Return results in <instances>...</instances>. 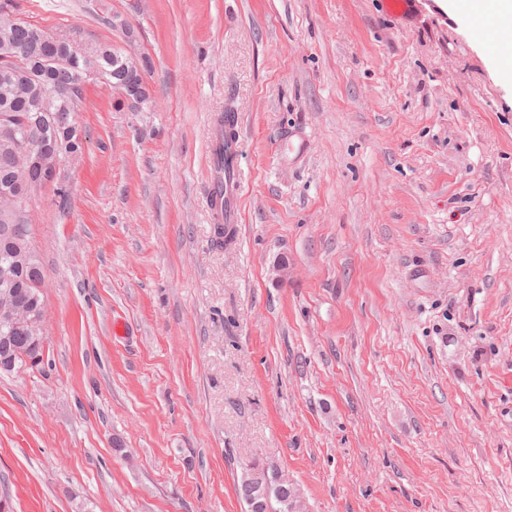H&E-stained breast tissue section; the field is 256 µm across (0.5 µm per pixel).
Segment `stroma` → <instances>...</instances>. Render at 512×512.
<instances>
[{"instance_id":"stroma-1","label":"stroma","mask_w":512,"mask_h":512,"mask_svg":"<svg viewBox=\"0 0 512 512\" xmlns=\"http://www.w3.org/2000/svg\"><path fill=\"white\" fill-rule=\"evenodd\" d=\"M12 14L149 56L153 109L88 82L82 152L30 203L45 344L0 371L11 512H246L248 460L296 512H512V74L489 23L440 0ZM229 107L242 188L219 245ZM220 119V128L216 123L214 135L210 143L211 155V188L210 202L216 221L222 222V202L224 208V224L231 228L238 224V203L241 192V174L237 166V158L241 151L242 140L238 131V117L231 109H227ZM226 121V124L224 122ZM228 120V121H227ZM222 140L224 141V175L222 174ZM223 183V184H222Z\"/></svg>"}]
</instances>
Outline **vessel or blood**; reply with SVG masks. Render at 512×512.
I'll return each mask as SVG.
<instances>
[{
  "mask_svg": "<svg viewBox=\"0 0 512 512\" xmlns=\"http://www.w3.org/2000/svg\"><path fill=\"white\" fill-rule=\"evenodd\" d=\"M224 133L213 136L210 143L211 188L210 202L214 216L223 217L226 226L238 222V203L241 192V175L237 158L242 140L238 131V118L234 112H226Z\"/></svg>",
  "mask_w": 512,
  "mask_h": 512,
  "instance_id": "obj_1",
  "label": "vessel or blood"
}]
</instances>
